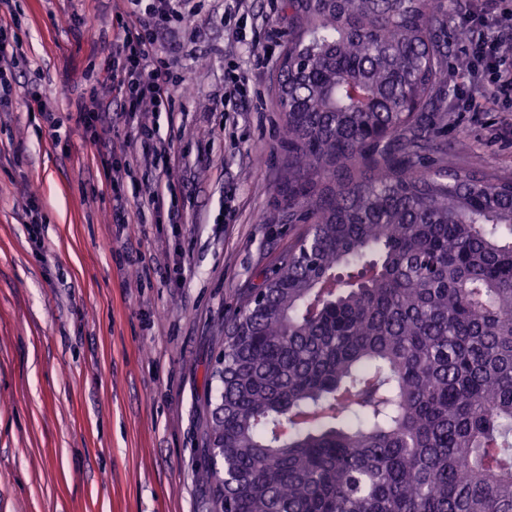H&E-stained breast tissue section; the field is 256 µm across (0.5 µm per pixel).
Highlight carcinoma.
I'll return each instance as SVG.
<instances>
[{"mask_svg": "<svg viewBox=\"0 0 512 512\" xmlns=\"http://www.w3.org/2000/svg\"><path fill=\"white\" fill-rule=\"evenodd\" d=\"M308 225L224 332L215 512H512V174L422 170L447 0H286Z\"/></svg>", "mask_w": 512, "mask_h": 512, "instance_id": "cac0c4a2", "label": "carcinoma"}]
</instances>
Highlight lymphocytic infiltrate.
<instances>
[{
  "label": "lymphocytic infiltrate",
  "instance_id": "f902f5d3",
  "mask_svg": "<svg viewBox=\"0 0 512 512\" xmlns=\"http://www.w3.org/2000/svg\"><path fill=\"white\" fill-rule=\"evenodd\" d=\"M112 40L107 78L100 94L82 101L77 118L87 128L111 127L114 119L131 125L132 137L124 140V160L109 173L112 184L115 222L126 227L141 221L145 211L168 213L175 206L169 140L159 138L154 125L156 112L173 111L176 84L171 78L172 61L159 39L179 18L197 15L196 0H127ZM481 18L486 32L478 41H470V17H461L458 28L467 39L465 51L470 60L468 82L472 97L494 102L512 101V53L504 43L512 36V0H481ZM117 96L119 112H112L106 99ZM136 168L153 175L146 182L136 206H129L121 187Z\"/></svg>",
  "mask_w": 512,
  "mask_h": 512
}]
</instances>
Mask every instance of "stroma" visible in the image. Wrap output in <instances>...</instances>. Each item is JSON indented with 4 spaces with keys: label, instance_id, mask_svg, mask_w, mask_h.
I'll return each instance as SVG.
<instances>
[{
    "label": "stroma",
    "instance_id": "1",
    "mask_svg": "<svg viewBox=\"0 0 512 512\" xmlns=\"http://www.w3.org/2000/svg\"><path fill=\"white\" fill-rule=\"evenodd\" d=\"M125 9L12 2L23 61L0 117V512H214L203 449L224 328L304 231L272 220L288 210L278 63L253 69L224 30V0H201L198 17L162 38L185 87L158 121L185 187L181 220L149 213L116 236L107 174L128 130L114 129L106 150L73 114L98 86ZM448 42V120L420 167L477 156L510 174L512 112L471 99L456 64L464 43ZM233 60L252 95L224 114L214 106ZM34 91L53 103L59 138L30 109Z\"/></svg>",
    "mask_w": 512,
    "mask_h": 512
}]
</instances>
